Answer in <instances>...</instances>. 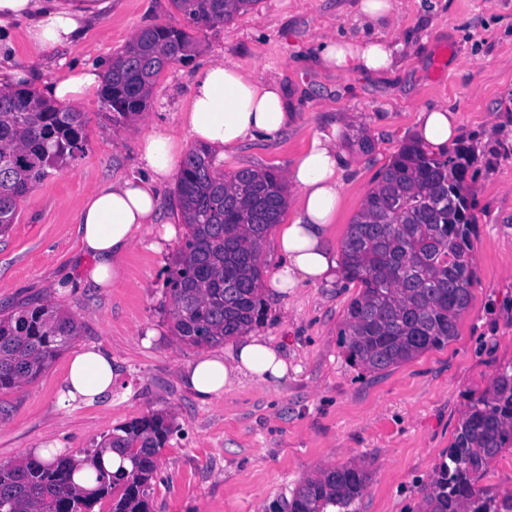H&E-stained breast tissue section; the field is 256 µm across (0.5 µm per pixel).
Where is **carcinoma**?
<instances>
[{"instance_id":"cac0c4a2","label":"carcinoma","mask_w":512,"mask_h":512,"mask_svg":"<svg viewBox=\"0 0 512 512\" xmlns=\"http://www.w3.org/2000/svg\"><path fill=\"white\" fill-rule=\"evenodd\" d=\"M259 0H172L185 28L139 30L102 78V101L114 125L129 126L147 107L156 77L187 64L208 27L248 11ZM82 113L62 109L21 85L0 88V235L15 223L19 203L49 171L85 150ZM469 151L439 156L416 141L403 144L377 175L341 245L344 278L359 292L339 331L349 358L380 376L458 336L476 279V222L466 189ZM186 232L167 277L173 332L183 343L209 347L260 322L264 302L258 260L262 242L285 208L284 184L273 169L214 167L211 151L185 154L176 184ZM80 335L77 320L49 303L0 312V391L38 378ZM173 434L168 416L134 419L82 459L57 453L0 466V512H150L149 480L156 456ZM512 449V363L470 397L454 440L434 475L420 485V512H512V489L483 486L487 466ZM108 452L127 462L112 470ZM93 468L95 488L73 480ZM371 481L359 464L337 465L300 481L272 512H350Z\"/></svg>"}]
</instances>
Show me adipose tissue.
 Listing matches in <instances>:
<instances>
[{
	"label": "adipose tissue",
	"instance_id": "adipose-tissue-1",
	"mask_svg": "<svg viewBox=\"0 0 512 512\" xmlns=\"http://www.w3.org/2000/svg\"><path fill=\"white\" fill-rule=\"evenodd\" d=\"M112 7V0H0V30L13 22L27 21V38L39 50L66 46L79 39L87 26ZM395 0H361V29L357 35L323 38L319 62L336 74L354 69L381 74L392 70L404 44L386 38L379 30L396 22ZM101 71L92 64L76 66L59 81L46 84L45 95L58 103L77 107L91 99L100 86ZM291 114L285 91L275 79L256 80L236 64L212 60L197 73L190 102L182 116L190 138L232 154L246 141L278 137ZM342 124L316 134L286 174L299 206L289 223L277 231L279 261L268 283L272 295L334 280L338 271L331 247L333 224L340 207L348 157L338 146ZM455 113L447 108L420 111L415 137L440 151L459 140ZM181 142L162 128H153L143 140L139 176L112 182L97 189L78 211L82 249L93 266L87 279L109 288L123 278L121 260L135 233L156 223L159 187L177 170ZM288 374L280 348L260 336H242L221 355L206 353L183 374L187 387L204 400L224 392L242 377L276 382ZM117 369L111 356L91 346L71 359L61 389L64 400L92 404L112 394Z\"/></svg>",
	"mask_w": 512,
	"mask_h": 512
}]
</instances>
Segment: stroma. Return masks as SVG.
<instances>
[{
	"instance_id": "obj_1",
	"label": "stroma",
	"mask_w": 512,
	"mask_h": 512,
	"mask_svg": "<svg viewBox=\"0 0 512 512\" xmlns=\"http://www.w3.org/2000/svg\"><path fill=\"white\" fill-rule=\"evenodd\" d=\"M360 20V0H259L200 32L196 57L160 73L133 126L112 125L101 97L82 105L84 153L37 184L21 202L16 224L0 236V309L48 302L81 327L37 380L0 391V465L56 440L81 456L115 428L163 412L175 432L158 454L152 512H269L302 478L359 460L369 463L372 480L356 512H415L416 482L432 475L453 441L468 393L483 391L512 362V143L496 135L512 124V0H401L398 28L383 30L387 36L400 31L409 43L396 70L341 76L321 69V38L356 34ZM157 24L186 21L171 0H112L85 38L54 51L35 50L25 23H15L0 33V83L25 61L33 68L30 88L43 91L74 65L109 66L135 32ZM214 58L258 80L277 76L295 114L276 139L246 142L218 162L221 172L286 173L314 135L350 117L341 136L351 168L331 240L336 250L377 174L411 139L419 111L445 106L456 113L461 143L472 150L466 184L476 218L477 279L448 346L370 377L351 363L338 336L357 287L341 278L308 285L268 299L266 319L253 329L282 349L287 379L243 378L201 402L182 377L201 350L174 335L167 312V268L185 233L172 181L159 189L157 223L137 232L124 256L122 281L109 289L83 283L91 259L77 234L79 201L137 173L152 128L193 147L181 114L196 73ZM361 132L372 152L355 145ZM167 224L175 230L169 239ZM61 280L69 288L57 289ZM88 346L108 351L117 367L112 399L63 403L68 362Z\"/></svg>"
}]
</instances>
